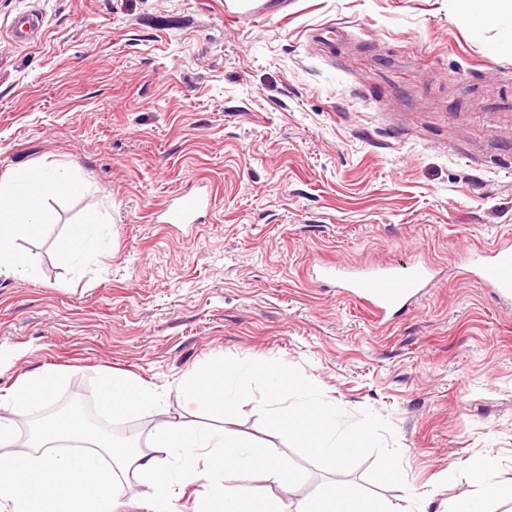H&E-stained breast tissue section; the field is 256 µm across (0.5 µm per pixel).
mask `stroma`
Instances as JSON below:
<instances>
[{"label": "stroma", "mask_w": 512, "mask_h": 512, "mask_svg": "<svg viewBox=\"0 0 512 512\" xmlns=\"http://www.w3.org/2000/svg\"><path fill=\"white\" fill-rule=\"evenodd\" d=\"M482 0H0V34L42 13L32 46L0 42V176L42 164L80 178L17 239L23 275L0 276V395L61 373L57 398L99 405L121 370L158 408L113 428L184 419L183 380L219 357L296 367L348 417L395 430L405 488H380L295 454L259 419H225L296 476L266 480L243 512H304L356 483L391 512H452L482 497L475 462L512 512V311L461 273L512 239V12L474 32ZM215 206L195 238L155 211L189 179ZM97 213L94 250L55 259ZM446 279L392 324L316 281L318 263L406 266ZM454 482H444L445 473ZM483 498V497H482Z\"/></svg>", "instance_id": "35a3bbf8"}]
</instances>
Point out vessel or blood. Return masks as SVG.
Segmentation results:
<instances>
[{
  "label": "vessel or blood",
  "instance_id": "b4317fda",
  "mask_svg": "<svg viewBox=\"0 0 512 512\" xmlns=\"http://www.w3.org/2000/svg\"><path fill=\"white\" fill-rule=\"evenodd\" d=\"M44 20L39 13L27 11L19 14L10 29V41L15 45L37 43L43 33ZM213 203L208 186L177 190L171 193L156 212L160 224H179L194 230L203 212ZM468 274L488 289L500 304H512V244H500L487 252L471 257ZM323 278L336 281L344 293L363 302L374 319H383L388 313L398 312L421 298L438 278V270L419 260L406 269L387 265L350 270L325 265L320 270Z\"/></svg>",
  "mask_w": 512,
  "mask_h": 512
}]
</instances>
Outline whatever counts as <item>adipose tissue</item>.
Masks as SVG:
<instances>
[{
  "label": "adipose tissue",
  "mask_w": 512,
  "mask_h": 512,
  "mask_svg": "<svg viewBox=\"0 0 512 512\" xmlns=\"http://www.w3.org/2000/svg\"><path fill=\"white\" fill-rule=\"evenodd\" d=\"M81 187L74 175L39 166L0 178V276L25 272L26 259L14 242L46 224L43 201ZM58 381L57 372H34L6 397L9 412L0 415V506H8L9 512H115L131 477L146 488L148 512H172L174 473L186 484L207 480L210 496L222 503L224 512H240L243 501L260 492L252 483L256 470L284 485L293 481L287 467L265 449L183 421L160 423L146 442L118 445L90 434L76 417L59 416L34 427L26 449L15 450L16 417L50 403ZM101 398L105 409L124 416L159 403L154 390L125 374L106 378ZM202 456L208 459L203 469L197 466ZM309 512L390 510L384 503L365 501L357 486L346 484L324 491Z\"/></svg>",
  "instance_id": "obj_1"
}]
</instances>
